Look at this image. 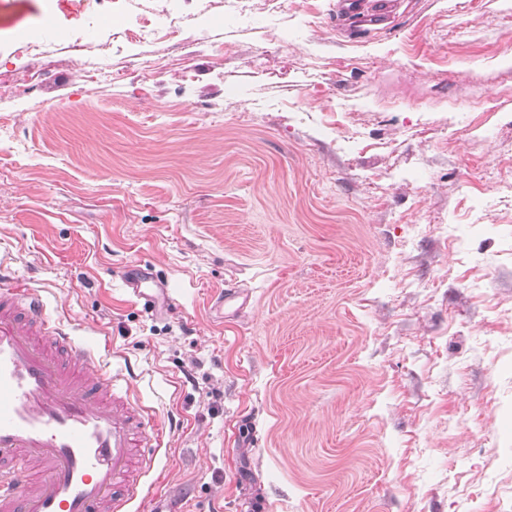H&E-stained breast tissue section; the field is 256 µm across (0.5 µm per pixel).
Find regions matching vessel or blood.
Wrapping results in <instances>:
<instances>
[{"instance_id": "1", "label": "vessel or blood", "mask_w": 512, "mask_h": 512, "mask_svg": "<svg viewBox=\"0 0 512 512\" xmlns=\"http://www.w3.org/2000/svg\"><path fill=\"white\" fill-rule=\"evenodd\" d=\"M161 436L127 376L0 274V512H134Z\"/></svg>"}]
</instances>
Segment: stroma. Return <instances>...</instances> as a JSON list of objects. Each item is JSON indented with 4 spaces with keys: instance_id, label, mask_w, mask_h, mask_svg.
<instances>
[{
    "instance_id": "35a3bbf8",
    "label": "stroma",
    "mask_w": 512,
    "mask_h": 512,
    "mask_svg": "<svg viewBox=\"0 0 512 512\" xmlns=\"http://www.w3.org/2000/svg\"><path fill=\"white\" fill-rule=\"evenodd\" d=\"M504 0H0V254L165 428L147 512H512ZM90 32L81 55L19 36ZM163 65L144 76L142 60ZM139 268L168 289L144 307ZM106 50L99 49L87 56L85 62L84 76L91 83H98L106 80L111 73L112 65L107 62Z\"/></svg>"
}]
</instances>
